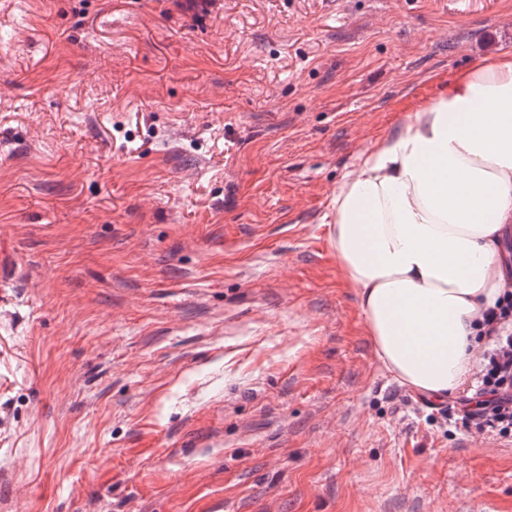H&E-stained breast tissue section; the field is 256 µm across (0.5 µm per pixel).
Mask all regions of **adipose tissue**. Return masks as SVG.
<instances>
[{
	"instance_id": "adipose-tissue-1",
	"label": "adipose tissue",
	"mask_w": 512,
	"mask_h": 512,
	"mask_svg": "<svg viewBox=\"0 0 512 512\" xmlns=\"http://www.w3.org/2000/svg\"><path fill=\"white\" fill-rule=\"evenodd\" d=\"M333 242L381 364L443 400L467 382L476 324L507 286L512 52L449 81L361 155L332 202Z\"/></svg>"
}]
</instances>
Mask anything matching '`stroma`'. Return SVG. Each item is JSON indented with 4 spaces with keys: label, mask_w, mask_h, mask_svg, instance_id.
Masks as SVG:
<instances>
[{
    "label": "stroma",
    "mask_w": 512,
    "mask_h": 512,
    "mask_svg": "<svg viewBox=\"0 0 512 512\" xmlns=\"http://www.w3.org/2000/svg\"><path fill=\"white\" fill-rule=\"evenodd\" d=\"M11 2L0 512H512V441L382 366L330 224L512 0Z\"/></svg>",
    "instance_id": "1"
}]
</instances>
